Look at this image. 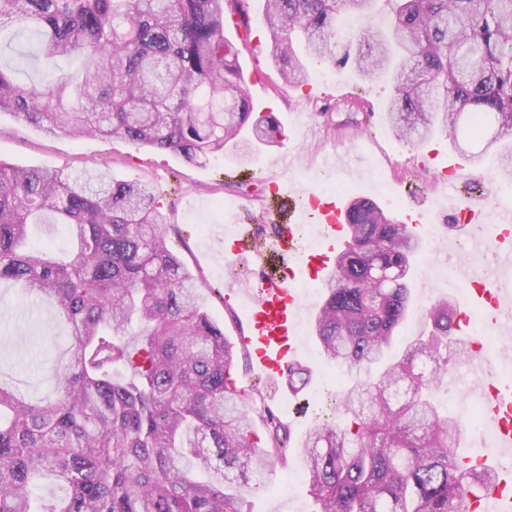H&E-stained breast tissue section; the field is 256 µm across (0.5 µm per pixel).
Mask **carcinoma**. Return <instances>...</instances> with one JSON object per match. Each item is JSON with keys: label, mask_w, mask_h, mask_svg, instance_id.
<instances>
[{"label": "carcinoma", "mask_w": 512, "mask_h": 512, "mask_svg": "<svg viewBox=\"0 0 512 512\" xmlns=\"http://www.w3.org/2000/svg\"><path fill=\"white\" fill-rule=\"evenodd\" d=\"M234 2L0 0V46L33 38L0 65V112L48 135L119 139L189 165L230 142L248 161L282 129L254 111L224 36ZM387 2L389 22L375 27L378 0H264L285 83L308 84L309 59L349 64L363 81L385 76L399 140L444 132L469 164L492 153L511 177L512 0ZM342 13L359 35L339 55ZM37 59L43 82L18 81ZM60 225L67 258L31 246ZM346 234L313 329L323 359L356 379L294 444L256 392L229 386L235 346L169 247L152 184L0 160V283L54 303L70 341L55 397L35 403L0 381V512H248L245 492L295 452L320 512H466L492 475L461 465L459 423L432 395L469 356L466 341H450L453 303L427 307L420 334L387 360L420 242L361 197ZM309 378L295 366L288 386L300 392ZM48 481L58 494L37 495Z\"/></svg>", "instance_id": "obj_1"}]
</instances>
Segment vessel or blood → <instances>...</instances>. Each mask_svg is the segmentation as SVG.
I'll use <instances>...</instances> for the list:
<instances>
[{
  "label": "vessel or blood",
  "mask_w": 512,
  "mask_h": 512,
  "mask_svg": "<svg viewBox=\"0 0 512 512\" xmlns=\"http://www.w3.org/2000/svg\"><path fill=\"white\" fill-rule=\"evenodd\" d=\"M309 200L299 216L277 225L274 236L264 245H256L253 229L241 227L233 234L226 251L231 258L253 254L262 258L278 255L286 260L279 271L261 281L256 295L244 308L248 333L238 339L241 346L250 349L255 370L274 383L279 382L302 352V302L295 279L301 276L320 282L328 278L342 243L346 219L343 203L314 193ZM486 204L483 197L461 198L458 213L464 220L465 236H473ZM305 224L317 225L319 229L320 243L316 249L301 243V227ZM486 246L496 253L501 267L512 266L511 216H504L496 235ZM470 278L475 294L487 304L490 330L512 322V289L475 270ZM473 367L484 413L492 426L491 446L475 463L481 467L486 461H494L497 477L484 499L470 500L469 509L470 512H512V386L499 384L496 375L484 370L481 362H474Z\"/></svg>",
  "instance_id": "obj_1"
}]
</instances>
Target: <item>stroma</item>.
<instances>
[{
  "mask_svg": "<svg viewBox=\"0 0 512 512\" xmlns=\"http://www.w3.org/2000/svg\"><path fill=\"white\" fill-rule=\"evenodd\" d=\"M260 0H245L250 19L249 39L234 28L227 37L239 49V64L255 111L273 113L284 131L281 145H263L245 165L235 161L232 149L191 166L177 155L138 150L124 141L96 137L48 136L10 114L0 115V160L20 167L52 166L65 171L97 167L125 180L151 182L169 224L175 231L169 241L185 265L203 281L207 310L223 325L228 339L246 331L242 306L259 285V267L250 260L235 263L234 294L224 288V236L230 220L247 224L252 213L273 209L275 196L264 182L270 157L277 151L290 153L282 181L296 192L318 191L316 182L302 179L300 170L335 165L342 183V199L370 198L379 204L395 200L396 214L413 209L418 195H426L437 218L455 221L452 204L456 192L439 168L448 159V141L434 135L419 146L396 139L385 121V105L393 96L392 84L384 79L361 81L352 68L331 62L309 64L310 81L295 89L284 84L270 56L267 34L259 18ZM455 251L435 254L421 249L410 282L412 306L402 333L411 337L420 330L424 307L447 297L462 295L469 288L463 279L438 280L430 267L445 263L458 266ZM324 299L323 293L304 296L309 320L302 326L304 358L317 374L304 397L315 400L327 381L336 388L349 386L352 377L336 365L323 361L310 320ZM69 347L66 325L56 306L23 300L16 288L0 286V379L19 385L32 401L55 396L57 373ZM472 378L466 364L452 367L435 395L443 407L459 419H467L477 406L470 394ZM303 467L291 459L288 467L271 474L265 485L247 496L251 512H319L310 495Z\"/></svg>",
  "mask_w": 512,
  "mask_h": 512,
  "instance_id": "1",
  "label": "stroma"
}]
</instances>
